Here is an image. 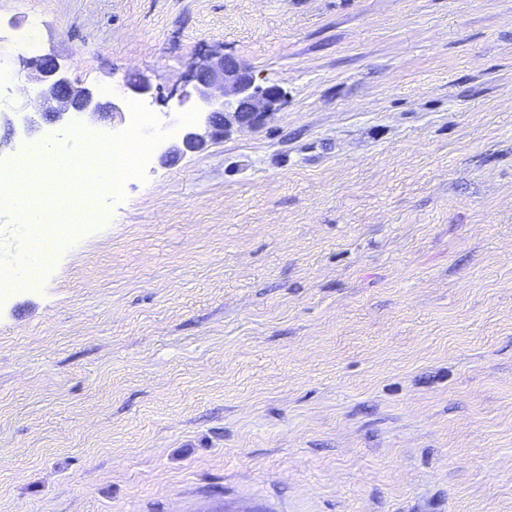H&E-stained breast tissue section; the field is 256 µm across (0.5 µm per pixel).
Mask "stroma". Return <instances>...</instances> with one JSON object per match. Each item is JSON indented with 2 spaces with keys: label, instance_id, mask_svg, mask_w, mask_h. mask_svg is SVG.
<instances>
[{
  "label": "stroma",
  "instance_id": "35a3bbf8",
  "mask_svg": "<svg viewBox=\"0 0 512 512\" xmlns=\"http://www.w3.org/2000/svg\"><path fill=\"white\" fill-rule=\"evenodd\" d=\"M35 13L168 135L0 301V512H512V0H0L30 111ZM215 52L282 105L163 159Z\"/></svg>",
  "mask_w": 512,
  "mask_h": 512
}]
</instances>
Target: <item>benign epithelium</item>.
I'll return each mask as SVG.
<instances>
[{
    "instance_id": "obj_1",
    "label": "benign epithelium",
    "mask_w": 512,
    "mask_h": 512,
    "mask_svg": "<svg viewBox=\"0 0 512 512\" xmlns=\"http://www.w3.org/2000/svg\"><path fill=\"white\" fill-rule=\"evenodd\" d=\"M40 85L41 110L24 115L26 130L41 122L57 123L70 112L96 114L102 110L95 88L72 79L51 54L26 62ZM190 91L180 95L195 102L202 124L182 137L185 149L194 151L207 143L222 140L236 130L257 129L279 110L284 97L276 83H257L253 71L231 56L207 58L189 77Z\"/></svg>"
}]
</instances>
